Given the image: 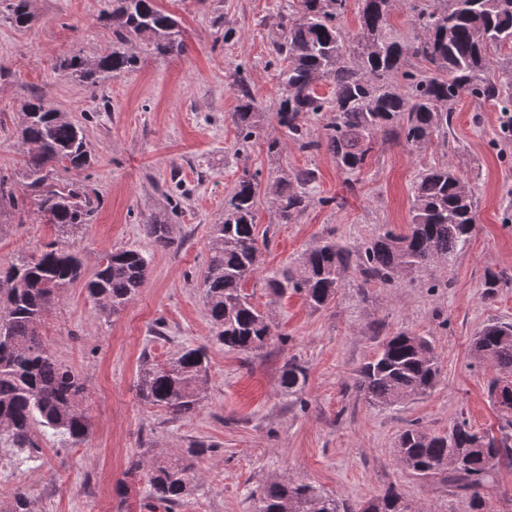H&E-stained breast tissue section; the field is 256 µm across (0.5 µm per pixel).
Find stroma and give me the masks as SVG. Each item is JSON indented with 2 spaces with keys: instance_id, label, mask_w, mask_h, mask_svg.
<instances>
[{
  "instance_id": "obj_1",
  "label": "stroma",
  "mask_w": 512,
  "mask_h": 512,
  "mask_svg": "<svg viewBox=\"0 0 512 512\" xmlns=\"http://www.w3.org/2000/svg\"><path fill=\"white\" fill-rule=\"evenodd\" d=\"M158 3L181 20L185 53L164 58L134 42L138 66L105 79L94 94L57 63L74 51L92 57L111 46L103 16L112 0H30L34 19L25 28L0 16V173L13 188L24 183L22 105L31 94H47L84 127L94 154L89 168L56 175L57 183L80 185L100 202L92 224L75 238L87 267L128 247L150 259L142 288L120 313H102L79 281L49 312L42 334L55 358L81 379L91 431L86 443L72 447L38 430L34 461L0 467V500L21 488L34 512H154L143 469L133 474L130 465L144 468L195 448L199 486L173 512H254L255 491L288 479L357 505L393 486L414 512H473L456 489L399 467L394 448L415 422L443 433L463 418L476 431L498 432L500 414L487 394L493 372L474 357L471 342L489 323H512V288L488 299L483 287L487 272L512 275V137L501 130L499 106L462 96L444 148L379 142L349 194L333 156L299 151L275 117L272 39L297 0ZM240 65L260 104L261 137L245 149L231 120ZM270 139L279 140L278 153H268ZM441 163L452 165L477 199L476 233L452 266L429 268L398 288L375 283L362 294L347 285L321 310L300 295L269 291V280L294 268L318 238L358 245L383 226L405 229L416 176ZM305 168L317 174L311 190L317 202L297 223H279L269 199L257 200L256 224L268 245L245 291L259 310L271 312L286 341L247 357L213 338L203 285L210 229L223 220L224 199L243 172L268 183ZM341 195L342 207L318 203ZM37 208L32 196L21 210L0 201V266L54 239ZM173 209L176 245L164 249L142 226ZM397 330L432 340L440 382L398 407L369 405L355 388L357 374ZM186 346L205 349L207 380L199 409L176 417L141 400L139 373L143 363H165ZM292 357L307 371L297 399L280 387Z\"/></svg>"
}]
</instances>
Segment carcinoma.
Here are the masks:
<instances>
[{
  "label": "carcinoma",
  "mask_w": 512,
  "mask_h": 512,
  "mask_svg": "<svg viewBox=\"0 0 512 512\" xmlns=\"http://www.w3.org/2000/svg\"><path fill=\"white\" fill-rule=\"evenodd\" d=\"M360 36L351 40L341 26L346 0H298L297 17L277 24L273 50L282 63L277 73L276 118L304 151L325 150L342 173L354 176L367 166L381 140L423 148L433 140H448V128L458 98L503 104L512 110V0H431L413 5L416 29L408 43L388 31L391 0H362ZM26 27L29 0H0V13ZM112 47L87 58L72 53L60 60L91 90L111 74L135 68L140 58L128 49L140 40L160 56L185 52L184 30L175 15L157 0H112L106 16ZM413 59L432 67L409 68ZM322 80L334 87L327 100L317 95ZM238 104L232 120L241 139H256L257 103L249 82L235 71ZM22 138L28 145L26 187L39 193L38 216L55 230V238L37 255L20 257L0 269V447L8 463L21 465L39 452L35 428L41 426L71 445L83 444L91 429L83 407L84 387L61 364L43 340L40 329L64 288L83 276V254L74 236L89 224L95 206L73 185L48 183L56 167L81 171L91 164L83 128L69 121L44 94L22 106ZM322 116L321 134L308 136L304 122ZM311 169H297L261 186L258 173L244 171L224 199V221L211 227L209 261L204 272L205 299L216 340L224 347L250 355L263 350L276 333L270 317L260 312L244 292L246 279L258 271L263 250L256 233L255 206L265 191L280 224H293L311 205ZM469 186L447 164L418 174L413 188L410 220L405 231L388 226L369 242L355 247L327 236L306 250L298 267L268 283L276 295H301L312 309L327 307L357 275L356 287L373 283L399 287L407 275L434 264L449 266L473 236L477 201L465 195ZM166 214L144 225L156 244H174ZM149 261L137 248L105 254L85 281L88 297L102 312L123 310L144 284ZM512 286V276L487 272L485 297ZM476 357L495 372L489 383L491 402L500 412V436L480 434L462 419L444 434H432L413 423L397 439V463L422 479L451 486L480 510L485 491L499 467L512 465V323H492L471 343ZM205 353L183 348L163 365L141 371L139 396L146 404L180 416L194 412L204 390ZM440 377L428 337L400 330L389 334L361 367L356 389L374 406H397L433 390ZM306 369L296 359L285 364L281 387L288 395L301 392ZM150 498L166 508L179 504L198 484L194 466L175 456L151 461L146 472ZM412 512L394 487L357 509L308 483L272 481L258 495V512ZM0 512H32L23 492L0 502Z\"/></svg>",
  "instance_id": "cac0c4a2"
}]
</instances>
